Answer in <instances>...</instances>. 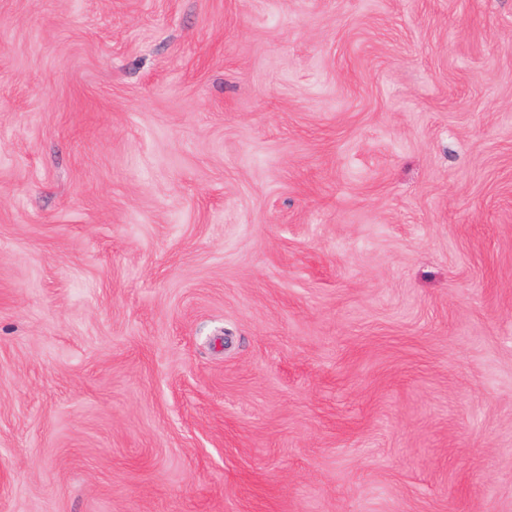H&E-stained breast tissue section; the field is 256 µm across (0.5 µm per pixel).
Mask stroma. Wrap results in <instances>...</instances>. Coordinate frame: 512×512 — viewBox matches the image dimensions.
I'll return each mask as SVG.
<instances>
[{
    "label": "stroma",
    "mask_w": 512,
    "mask_h": 512,
    "mask_svg": "<svg viewBox=\"0 0 512 512\" xmlns=\"http://www.w3.org/2000/svg\"><path fill=\"white\" fill-rule=\"evenodd\" d=\"M0 512H512V0H0Z\"/></svg>",
    "instance_id": "35a3bbf8"
}]
</instances>
